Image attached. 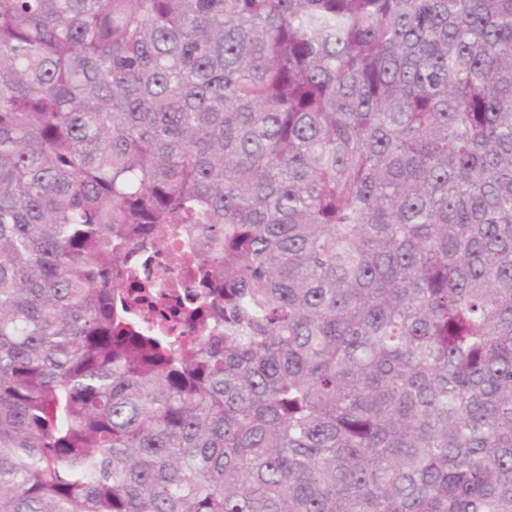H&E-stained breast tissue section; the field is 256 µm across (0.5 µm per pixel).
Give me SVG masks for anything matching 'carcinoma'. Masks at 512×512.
Returning <instances> with one entry per match:
<instances>
[{"instance_id":"1","label":"carcinoma","mask_w":512,"mask_h":512,"mask_svg":"<svg viewBox=\"0 0 512 512\" xmlns=\"http://www.w3.org/2000/svg\"><path fill=\"white\" fill-rule=\"evenodd\" d=\"M0 512H512V0H0ZM182 238L175 244L158 245L152 248L147 259L142 257L139 260V266L133 272L132 279L140 280L150 276L161 290L169 292L175 289L184 300H191L193 292L189 268L180 263L179 256L181 252L188 251L191 243L187 240L185 233Z\"/></svg>"}]
</instances>
